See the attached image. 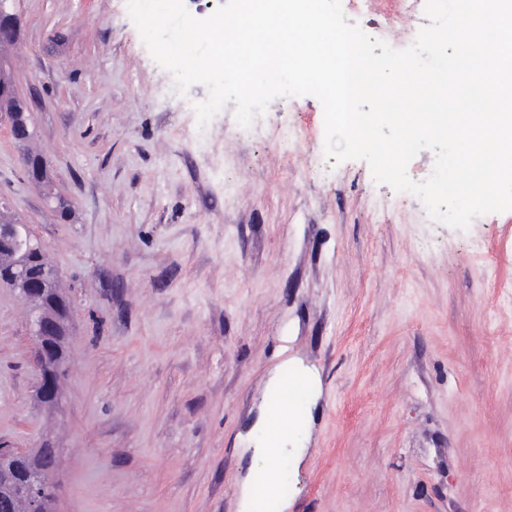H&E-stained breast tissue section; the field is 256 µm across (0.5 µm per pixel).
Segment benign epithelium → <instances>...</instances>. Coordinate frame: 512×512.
I'll use <instances>...</instances> for the list:
<instances>
[{"instance_id": "benign-epithelium-1", "label": "benign epithelium", "mask_w": 512, "mask_h": 512, "mask_svg": "<svg viewBox=\"0 0 512 512\" xmlns=\"http://www.w3.org/2000/svg\"><path fill=\"white\" fill-rule=\"evenodd\" d=\"M16 0H0V38L15 41L19 37L18 18L15 12ZM7 95L16 103V109L11 112V131L15 140L25 142L31 137L29 127V109L19 96L16 84L6 86ZM0 248L13 253L15 264L6 268H0V280L10 283L16 296L23 302L33 292V283L28 276L27 267L32 263H38L41 269L47 273L39 282L41 288H52L58 271L53 264L49 253L40 240L30 234L24 233L22 226L18 224L0 225ZM30 335L33 337L37 348L36 368L39 382L44 387L39 389L40 396L47 404L56 400L57 389L53 386L54 374L67 369V360L56 349V344L51 339L59 340L70 335L72 328V304L70 299L60 297L56 300L53 309H34L28 317ZM47 444L39 442L27 450V453L39 461V472L33 480L18 491V495L27 504L26 512H45L46 495L55 483L54 473L59 466L57 453H45ZM16 455L12 448H0V501H11L15 494L4 491L3 475L7 472L9 462Z\"/></svg>"}]
</instances>
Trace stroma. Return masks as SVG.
<instances>
[{
  "mask_svg": "<svg viewBox=\"0 0 512 512\" xmlns=\"http://www.w3.org/2000/svg\"><path fill=\"white\" fill-rule=\"evenodd\" d=\"M396 49L426 0H341ZM10 66L61 220L0 112V202L59 271L74 328L55 405L0 287V444L49 439L58 512H238L284 362L317 370L286 512H512V211L458 230L324 150L311 95L193 130L126 0H19ZM293 131L292 144L282 136Z\"/></svg>",
  "mask_w": 512,
  "mask_h": 512,
  "instance_id": "1",
  "label": "stroma"
}]
</instances>
